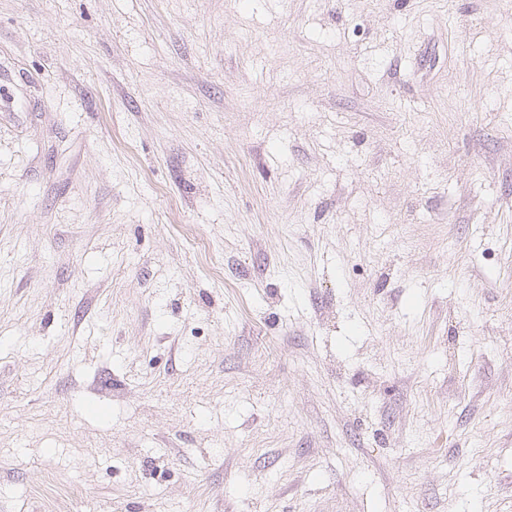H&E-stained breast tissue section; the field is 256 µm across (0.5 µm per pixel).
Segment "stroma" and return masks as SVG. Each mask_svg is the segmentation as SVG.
Listing matches in <instances>:
<instances>
[{"label":"stroma","mask_w":512,"mask_h":512,"mask_svg":"<svg viewBox=\"0 0 512 512\" xmlns=\"http://www.w3.org/2000/svg\"><path fill=\"white\" fill-rule=\"evenodd\" d=\"M0 512H512V0H0Z\"/></svg>","instance_id":"1"}]
</instances>
